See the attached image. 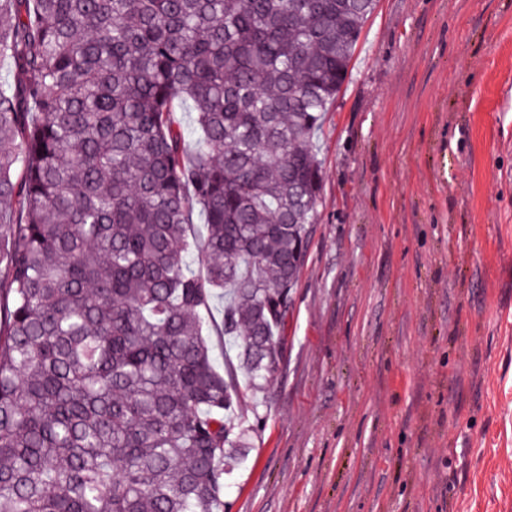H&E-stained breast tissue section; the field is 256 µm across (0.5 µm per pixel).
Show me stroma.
Wrapping results in <instances>:
<instances>
[{"mask_svg":"<svg viewBox=\"0 0 512 512\" xmlns=\"http://www.w3.org/2000/svg\"><path fill=\"white\" fill-rule=\"evenodd\" d=\"M224 512H512V0H377Z\"/></svg>","mask_w":512,"mask_h":512,"instance_id":"1","label":"stroma"}]
</instances>
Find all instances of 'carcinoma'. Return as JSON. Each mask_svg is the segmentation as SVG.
Wrapping results in <instances>:
<instances>
[{"mask_svg":"<svg viewBox=\"0 0 512 512\" xmlns=\"http://www.w3.org/2000/svg\"><path fill=\"white\" fill-rule=\"evenodd\" d=\"M375 2L0 0V512H224ZM224 299L215 297L209 312V343L218 359L220 371L224 372Z\"/></svg>","mask_w":512,"mask_h":512,"instance_id":"cac0c4a2","label":"carcinoma"}]
</instances>
